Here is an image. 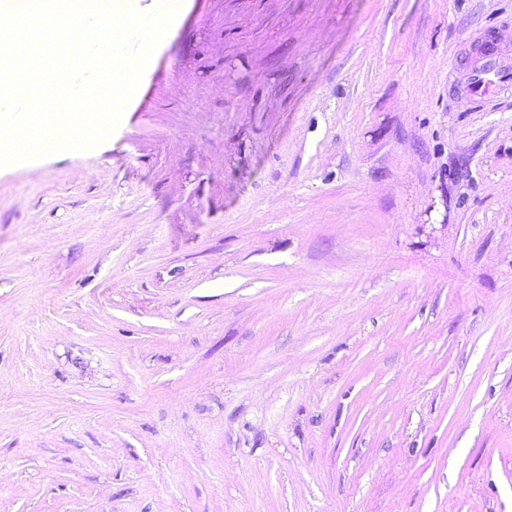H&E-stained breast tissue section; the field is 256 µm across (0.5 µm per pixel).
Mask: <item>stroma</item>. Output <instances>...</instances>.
Here are the masks:
<instances>
[{
	"mask_svg": "<svg viewBox=\"0 0 512 512\" xmlns=\"http://www.w3.org/2000/svg\"><path fill=\"white\" fill-rule=\"evenodd\" d=\"M512 0H186L102 143L0 167V512H512ZM510 89L512 58L495 48L483 51L469 71L467 94L474 100H488Z\"/></svg>",
	"mask_w": 512,
	"mask_h": 512,
	"instance_id": "1",
	"label": "stroma"
}]
</instances>
